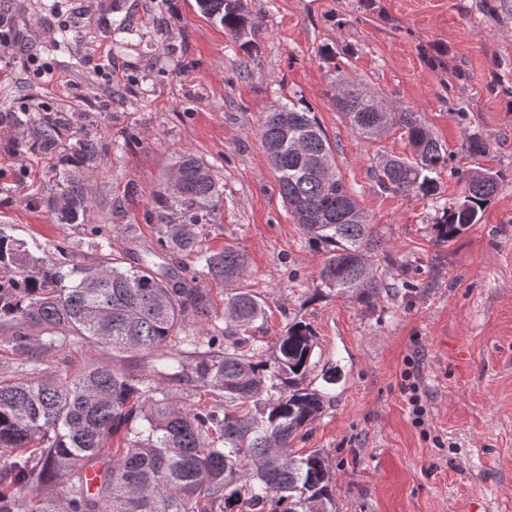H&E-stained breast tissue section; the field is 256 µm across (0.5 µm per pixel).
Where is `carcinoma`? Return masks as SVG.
I'll list each match as a JSON object with an SVG mask.
<instances>
[{
  "mask_svg": "<svg viewBox=\"0 0 512 512\" xmlns=\"http://www.w3.org/2000/svg\"><path fill=\"white\" fill-rule=\"evenodd\" d=\"M239 2L197 5L249 48L258 30ZM336 81L343 86L336 110L363 140L396 126L408 134L411 153L379 160L378 186L433 194L434 174L447 168L450 154L418 113L403 109L387 122L383 94H367L359 77L340 73ZM262 138L294 223L325 247L320 285L373 303L389 287L373 271L374 258L384 252L382 238L360 204L359 220L347 219L355 194L342 177L329 183L311 166L314 159L334 160L315 113L290 99L267 113ZM96 168L94 143H76L57 176L59 192L47 201L60 223H77L91 207L87 181ZM176 169L180 191L158 197L177 220L161 225L159 247L135 266H115L108 257L89 267L47 264L26 242L0 230V265L13 270L9 285L0 284V318L12 323L15 346L25 347L33 327L42 346L103 347L116 360L69 372L32 356L22 376L0 375V512H20V493L47 485H62L67 493L33 512H211L216 503L224 512H328L332 475L322 454L298 455L291 448L324 406V395L306 384L313 330L302 321L288 324L273 360H264L250 336L265 316L259 294L235 289L224 297L219 318L206 289L161 263L185 254L199 273L225 283L241 280L249 267L234 246L212 251L199 244L197 229L211 222L223 196L210 169L190 154ZM450 173L466 188L436 224L444 242L480 221L502 179L487 168ZM132 358L150 363L153 376L203 392L215 404L178 400L169 388L132 372L125 364ZM90 469L96 470L92 488Z\"/></svg>",
  "mask_w": 512,
  "mask_h": 512,
  "instance_id": "carcinoma-1",
  "label": "carcinoma"
}]
</instances>
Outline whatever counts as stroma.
I'll use <instances>...</instances> for the list:
<instances>
[{"instance_id": "35a3bbf8", "label": "stroma", "mask_w": 512, "mask_h": 512, "mask_svg": "<svg viewBox=\"0 0 512 512\" xmlns=\"http://www.w3.org/2000/svg\"><path fill=\"white\" fill-rule=\"evenodd\" d=\"M243 3L260 29L248 50L196 0H0V225L34 256L82 266L100 260L97 226L136 264L157 244L156 193L196 155L224 192L199 237L248 255L241 285L267 311L253 336L274 345L295 321L315 333L306 382L324 407L294 447L322 452L333 512H512V0ZM341 71L418 112L455 166L501 172L480 223L438 240L465 190L448 174L428 198L378 187V158L405 153L406 137L352 130L335 107ZM292 96L316 113L388 249L379 270L397 289L373 305L321 287L324 248L279 194L261 131ZM50 117L66 124L45 149ZM473 134L487 155H469ZM80 139L101 154L94 204L60 224L45 199Z\"/></svg>"}]
</instances>
